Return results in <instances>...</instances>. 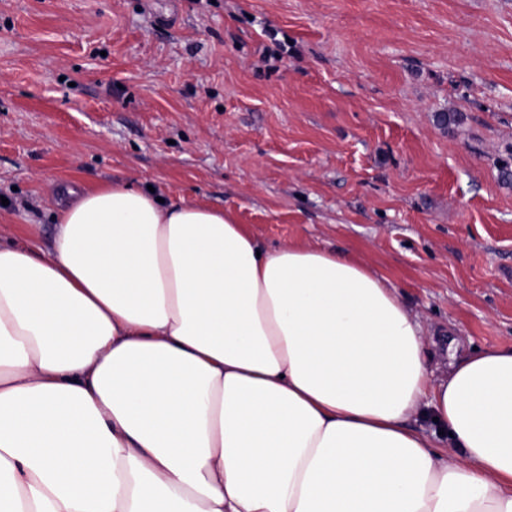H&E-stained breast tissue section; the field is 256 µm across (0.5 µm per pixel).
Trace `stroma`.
Returning <instances> with one entry per match:
<instances>
[{
  "label": "stroma",
  "instance_id": "obj_1",
  "mask_svg": "<svg viewBox=\"0 0 512 512\" xmlns=\"http://www.w3.org/2000/svg\"><path fill=\"white\" fill-rule=\"evenodd\" d=\"M506 161L512 0H0L5 240L70 189L201 201L367 262L442 364L512 347Z\"/></svg>",
  "mask_w": 512,
  "mask_h": 512
}]
</instances>
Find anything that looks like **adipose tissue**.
<instances>
[{"mask_svg":"<svg viewBox=\"0 0 512 512\" xmlns=\"http://www.w3.org/2000/svg\"><path fill=\"white\" fill-rule=\"evenodd\" d=\"M53 220L0 241V512H512V347L435 375L363 261L200 202Z\"/></svg>","mask_w":512,"mask_h":512,"instance_id":"adipose-tissue-1","label":"adipose tissue"}]
</instances>
